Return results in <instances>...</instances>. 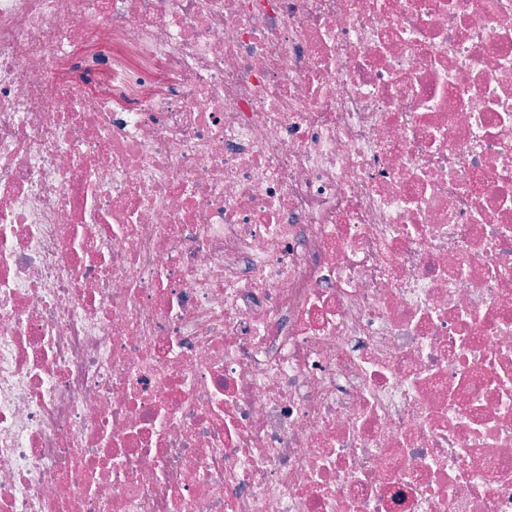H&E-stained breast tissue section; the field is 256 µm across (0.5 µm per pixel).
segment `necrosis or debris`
Wrapping results in <instances>:
<instances>
[{"label":"necrosis or debris","instance_id":"necrosis-or-debris-1","mask_svg":"<svg viewBox=\"0 0 512 512\" xmlns=\"http://www.w3.org/2000/svg\"><path fill=\"white\" fill-rule=\"evenodd\" d=\"M0 512H512V0H0Z\"/></svg>","mask_w":512,"mask_h":512}]
</instances>
